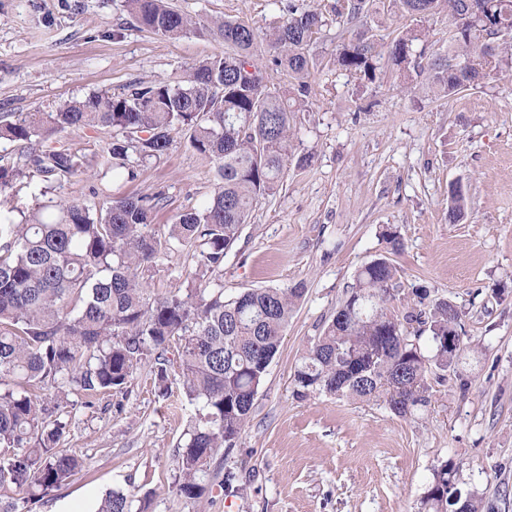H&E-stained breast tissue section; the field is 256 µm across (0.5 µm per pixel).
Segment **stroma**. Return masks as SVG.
<instances>
[{"label":"stroma","mask_w":512,"mask_h":512,"mask_svg":"<svg viewBox=\"0 0 512 512\" xmlns=\"http://www.w3.org/2000/svg\"><path fill=\"white\" fill-rule=\"evenodd\" d=\"M202 19L231 16L260 29L286 17L288 0H168ZM201 33L178 39L141 29L126 0H0V117L53 112L93 93L182 80L219 52ZM311 109L296 117V151L310 166H288L277 192L261 198L224 259L225 297L255 288L304 293L254 401L251 422L221 469L238 472L240 492L213 487L192 502L173 484L175 461L198 414L176 380L160 395L152 365L124 392L94 407L73 396L63 448L83 471L39 503L16 512H94L110 490L149 497L151 512H421L443 461L459 484L512 512V77L450 99L410 95L398 75L372 84L320 69L310 77ZM467 192L464 217L448 220V193ZM212 164L175 136L166 155L135 181L94 167L44 188L30 174L7 196L14 218L56 202L163 191L156 226L199 208L214 189ZM396 227L389 253L381 237ZM390 255L404 311L412 287L462 312L464 354L430 403L400 417L386 397L352 400L298 394L294 372L332 319L357 269ZM469 382L460 391L457 376Z\"/></svg>","instance_id":"stroma-1"}]
</instances>
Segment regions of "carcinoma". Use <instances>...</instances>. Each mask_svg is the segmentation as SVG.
<instances>
[{"label": "carcinoma", "instance_id": "obj_1", "mask_svg": "<svg viewBox=\"0 0 512 512\" xmlns=\"http://www.w3.org/2000/svg\"><path fill=\"white\" fill-rule=\"evenodd\" d=\"M503 35L494 36L466 15V0H394L402 15L422 22L448 18L454 31L444 53L426 54L424 35L400 31L384 44L363 24L376 0H330L325 10L288 3V17L261 35L228 17L200 20L168 0H127L137 23L170 39L203 32L224 50L189 67L180 84L137 83L121 95L92 94L56 111L19 112L0 122V139L19 144L17 160L0 164V192L33 171L45 182L76 174L88 164L69 145L44 136L109 128L112 142L93 154L96 165L127 180L161 159L172 133H189V146L213 164L215 188L198 209L174 216L163 232L153 227L163 193L114 197L94 209L71 200L42 205L17 222L0 209V488L40 501L79 473L84 461L60 447L69 395L92 408L101 393L122 391L143 361L155 357V381L168 391L173 375L199 417L176 459L175 492L199 500L212 491L209 469L223 448L236 446L250 421L258 389L276 356L301 297L299 288L249 289L224 299V257L259 198L279 187L296 154L295 117L309 108L311 73L321 65L372 83L389 67L401 74L423 68L418 92L442 99L478 89L512 71V0H487ZM336 23L337 44L327 62L311 51ZM288 82H269L258 49ZM462 187L452 189L448 220L464 216ZM187 250L194 264L187 288L151 294L154 275L171 253ZM401 290L386 256L362 265L294 373L306 391L369 400L389 395L390 409L413 416L429 403L428 377L445 372L466 350L448 354V326L460 325L448 300L430 311L398 317L390 304ZM422 329L415 333L409 325ZM177 348V358L166 353ZM456 466L444 462L422 497L423 512H448L460 490ZM463 512H495L490 501L463 494ZM131 496L106 493L96 512H148Z\"/></svg>", "mask_w": 512, "mask_h": 512}]
</instances>
